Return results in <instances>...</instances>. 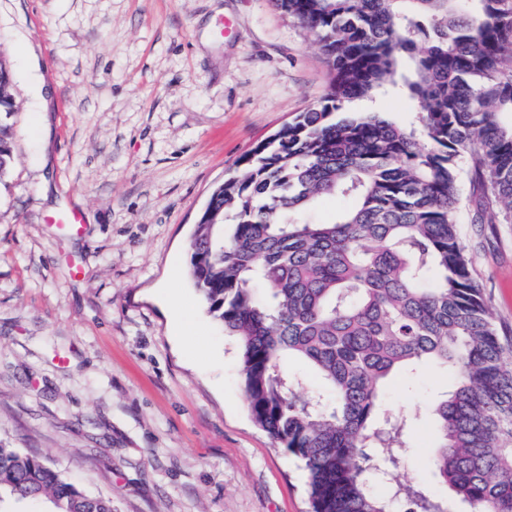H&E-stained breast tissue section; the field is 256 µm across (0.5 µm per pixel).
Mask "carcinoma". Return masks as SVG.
<instances>
[{"label":"carcinoma","instance_id":"obj_1","mask_svg":"<svg viewBox=\"0 0 512 512\" xmlns=\"http://www.w3.org/2000/svg\"><path fill=\"white\" fill-rule=\"evenodd\" d=\"M333 73L299 113L214 187L191 245L208 312L238 341L253 421L301 462L312 512H448L399 478L412 420L380 409L393 374L452 380L431 407L436 475L466 512H512V340L461 240V202L512 221V0H274ZM396 88L418 121L348 104ZM12 75L0 62V178L13 151ZM354 200L332 223L325 195ZM305 369L292 371L291 361ZM388 481L375 487L372 461ZM113 512L0 440V502Z\"/></svg>","mask_w":512,"mask_h":512}]
</instances>
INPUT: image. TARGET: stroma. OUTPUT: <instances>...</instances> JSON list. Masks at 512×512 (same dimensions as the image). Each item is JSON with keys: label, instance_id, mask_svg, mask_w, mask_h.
<instances>
[{"label": "stroma", "instance_id": "obj_1", "mask_svg": "<svg viewBox=\"0 0 512 512\" xmlns=\"http://www.w3.org/2000/svg\"><path fill=\"white\" fill-rule=\"evenodd\" d=\"M13 162L0 179V440L113 512H311L306 474L247 411L235 337L189 273L212 189L317 104L332 71L273 0H0ZM401 124L418 106L354 101ZM81 217L80 233L49 218ZM463 242L512 335V224L463 202ZM174 288L208 328L207 363L174 338ZM434 367L391 377L413 418L405 480L446 495L429 409Z\"/></svg>", "mask_w": 512, "mask_h": 512}]
</instances>
